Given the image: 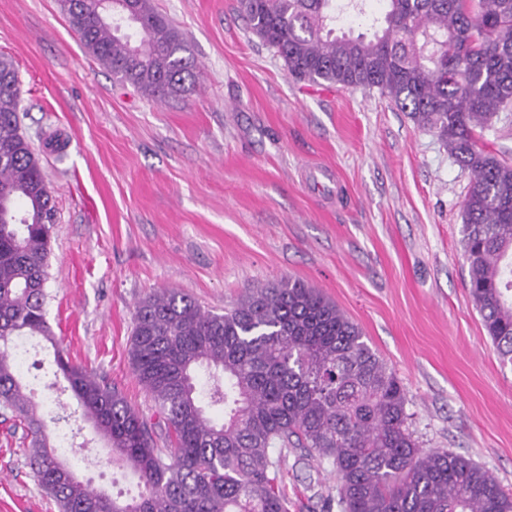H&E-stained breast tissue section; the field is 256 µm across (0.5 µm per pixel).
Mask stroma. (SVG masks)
I'll return each instance as SVG.
<instances>
[{"mask_svg": "<svg viewBox=\"0 0 512 512\" xmlns=\"http://www.w3.org/2000/svg\"><path fill=\"white\" fill-rule=\"evenodd\" d=\"M154 6L200 71L190 93L163 102L100 66L59 0H0V55L20 73L21 128L58 209L47 310L72 361L152 416L129 359L141 298L176 288L220 312L248 287L299 279L396 373L420 448L470 457L512 490V367L471 301L460 243L469 172L377 91L292 78L238 0ZM57 135L59 154L45 147ZM18 369L43 419L70 412L53 443L78 476L135 489L72 392L47 397L50 344ZM19 441L0 424V512H58ZM279 477L288 512H340L329 461L291 449Z\"/></svg>", "mask_w": 512, "mask_h": 512, "instance_id": "35a3bbf8", "label": "stroma"}]
</instances>
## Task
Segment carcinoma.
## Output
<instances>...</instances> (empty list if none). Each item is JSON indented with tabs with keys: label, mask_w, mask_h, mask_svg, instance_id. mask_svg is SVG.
<instances>
[{
	"label": "carcinoma",
	"mask_w": 512,
	"mask_h": 512,
	"mask_svg": "<svg viewBox=\"0 0 512 512\" xmlns=\"http://www.w3.org/2000/svg\"><path fill=\"white\" fill-rule=\"evenodd\" d=\"M124 2L131 36L105 0H60L85 50L144 96L185 95L196 65L181 31L153 0ZM371 37L336 34L365 0H239L253 35L291 77L377 90L432 132L472 175L462 239L469 292L502 363L512 365V161L478 145L512 109V0H385ZM22 89L0 55V408L28 441L24 457L59 512H288L271 448L326 459L342 512H512V491L470 458L419 448L405 389L360 328L299 279L250 287L224 313L174 288L135 309L133 374L163 428L117 387L73 363L47 320L45 289L56 205L21 131ZM40 336L82 415L138 480L123 499L61 460L11 352ZM208 372L205 393L195 373Z\"/></svg>",
	"instance_id": "cac0c4a2"
}]
</instances>
